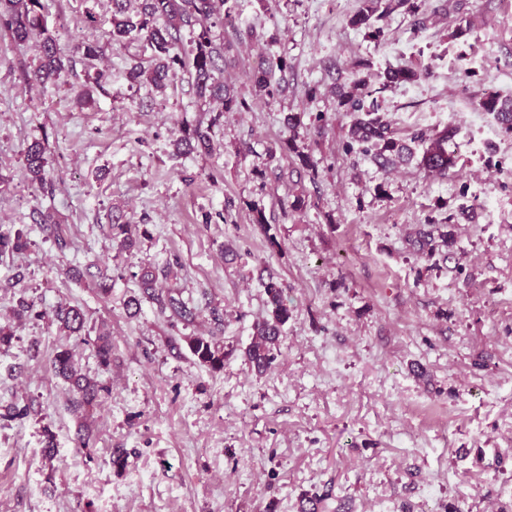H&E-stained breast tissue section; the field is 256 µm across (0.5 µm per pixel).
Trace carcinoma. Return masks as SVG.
Instances as JSON below:
<instances>
[{
	"label": "carcinoma",
	"mask_w": 512,
	"mask_h": 512,
	"mask_svg": "<svg viewBox=\"0 0 512 512\" xmlns=\"http://www.w3.org/2000/svg\"><path fill=\"white\" fill-rule=\"evenodd\" d=\"M111 2L112 43L120 44L137 31L145 36L153 51V65L150 68H145L140 62L128 68L127 78L131 83L147 82L162 91L166 88L169 72L176 68L186 69L193 78V87L198 97L221 100L225 112H247L251 109L246 97L225 84L223 72L217 65V60L224 57V44L216 43L212 36V28L224 26V19L235 13V0H140L139 11L134 16L128 14L130 0ZM405 2L407 0H365L363 7L350 18V24L369 30L371 36L378 37L381 30L373 27L376 13L380 11L385 14ZM43 11V0H0V26L8 31L13 40L25 42L36 31L42 35L39 64L30 78L31 82L40 84L58 76L70 62L64 47L47 30ZM185 30L191 35L192 48L188 51L181 49ZM289 68L286 57L268 55L264 65L248 76L251 97L273 99L279 96L286 88ZM365 68L366 65L361 63L353 66L350 88L340 95L339 106L353 116L344 150L351 152L357 149L372 157L380 166L389 167L409 153V148L397 138L386 114L379 111L374 103L367 102L371 91L366 77L362 76ZM420 78L421 73L411 67L387 70L381 75L382 88L415 82ZM482 107L494 113L500 123L505 125V129L512 130V99L503 100L491 95L482 101ZM218 119L219 116L215 115L206 123L199 121L185 129L184 135L177 142L182 147V153L209 149L210 130ZM447 143L446 132L433 138L422 154L420 166L431 173L447 172L455 165V158L448 152ZM281 149L294 153L302 167L316 171L317 162L293 141H284ZM24 164L32 179L38 181L43 190H48L44 178L45 147L41 142L29 145ZM110 234L125 251L131 250L136 244L130 224H112ZM29 235L25 224H12L5 229L0 227V257L25 252L31 245ZM139 282L144 297L157 306L160 314L167 313L170 319L185 324L196 320L197 308L180 298L173 289L161 285L156 272L142 270ZM265 292L271 306L269 317L258 324L256 336L245 350L247 360L259 372L265 371L275 360L282 341V327L291 316L284 288L278 282L268 280ZM15 315L40 320L45 318L46 312L37 309L34 301L22 295L16 301ZM52 321L74 336L82 335L87 324L85 312L71 305L56 306L52 311ZM186 342L200 364L215 371L224 368V345L210 336H189ZM93 351L104 369L112 368V339L107 332L97 331ZM52 368L55 375L68 384L73 396L74 411L78 412L99 401L103 387L79 371L69 349L63 347L56 351Z\"/></svg>",
	"instance_id": "carcinoma-1"
}]
</instances>
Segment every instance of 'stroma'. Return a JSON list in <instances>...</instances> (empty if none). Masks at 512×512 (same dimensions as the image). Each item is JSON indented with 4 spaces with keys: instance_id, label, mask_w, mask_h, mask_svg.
I'll return each instance as SVG.
<instances>
[{
    "instance_id": "35a3bbf8",
    "label": "stroma",
    "mask_w": 512,
    "mask_h": 512,
    "mask_svg": "<svg viewBox=\"0 0 512 512\" xmlns=\"http://www.w3.org/2000/svg\"><path fill=\"white\" fill-rule=\"evenodd\" d=\"M362 3L236 0L234 26L214 30L231 45L225 82L249 95L270 53L291 69L283 95L224 115L182 69L162 91L130 84L129 66L151 50L141 36L113 44L109 0H44L49 32L70 48L44 85L25 78L39 38L18 43L0 28V224L28 225L33 241L0 258V325L16 335L0 349V410L33 407L0 418V512H299L315 494L326 512H512V131L479 105L512 98V0H416L418 13L383 17L378 38L349 22ZM247 27L256 40L239 42ZM85 37L101 58L77 50ZM359 60L400 138L453 130L447 174L345 152L351 116L338 94ZM404 66L423 78L380 89L379 74ZM311 112L322 129L285 123ZM213 115L211 153H176L184 129ZM291 137L316 171L279 153ZM41 140L50 194L24 166ZM40 210L62 244L35 223ZM112 224L142 228L132 251L112 241ZM433 227L426 256L415 242ZM167 265L168 286L217 308L222 326L172 322L142 299L137 272ZM271 278L292 315L260 375L244 352ZM21 295L45 311L80 306L106 327L111 370L49 319L16 318ZM211 334L224 341L220 371L183 344ZM62 344L107 387L98 405L72 411L52 369ZM117 448L128 453L120 468Z\"/></svg>"
}]
</instances>
